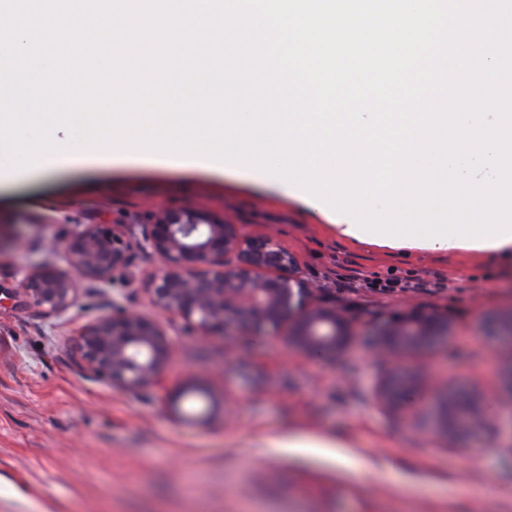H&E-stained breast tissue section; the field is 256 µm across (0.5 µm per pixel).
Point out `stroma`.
Returning a JSON list of instances; mask_svg holds the SVG:
<instances>
[{"instance_id": "obj_1", "label": "stroma", "mask_w": 512, "mask_h": 512, "mask_svg": "<svg viewBox=\"0 0 512 512\" xmlns=\"http://www.w3.org/2000/svg\"><path fill=\"white\" fill-rule=\"evenodd\" d=\"M54 205L29 208L32 194ZM224 212L250 234L274 232L302 278L356 325L422 303L455 325L448 345L422 361L436 374L486 392L500 387L496 348L479 321L512 310V268L469 254L388 255L336 238L307 206L256 177L166 173L116 164L98 176L64 170L0 193V512H512V435L482 427L463 453L421 435L377 407L366 337L338 359H312L272 333L231 338L189 333L159 313L175 349L171 386L193 379L211 397L189 396L175 418L163 393H127L74 362L79 325L114 306L150 309L146 278L157 259L143 230L164 208ZM93 224H115L131 243L124 279L87 281L62 319L38 317L10 298L21 271L66 267L57 242ZM414 274L422 287L350 288L349 276ZM444 278L445 289L434 282ZM301 430L343 438L344 466L327 449L307 460L287 445Z\"/></svg>"}]
</instances>
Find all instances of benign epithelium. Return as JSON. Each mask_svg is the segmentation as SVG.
Here are the masks:
<instances>
[{
    "label": "benign epithelium",
    "mask_w": 512,
    "mask_h": 512,
    "mask_svg": "<svg viewBox=\"0 0 512 512\" xmlns=\"http://www.w3.org/2000/svg\"><path fill=\"white\" fill-rule=\"evenodd\" d=\"M141 247L161 267L146 290L159 311L191 324L204 336L231 332L284 330L287 342L307 356H343L359 336L347 313L322 305L319 289L298 275L296 257L272 233L252 235L222 213L183 206L158 211L146 226ZM69 267L50 263L23 272L14 295L44 318L58 320L77 304L85 280L104 282L124 276L131 244L112 224H95L64 241ZM484 335L502 344L500 390L494 400L475 388L445 383L404 362L421 350L454 339V325L432 307L410 304L405 313L373 326L371 355L380 371L375 403L385 411H405L410 399L426 394L433 408L432 432L460 450L469 449L471 428L492 426L490 406L512 411V309L482 318ZM77 366L129 393L165 388L174 341L156 317L118 306L75 330ZM211 396L194 380L166 392L172 414L192 395Z\"/></svg>",
    "instance_id": "obj_1"
}]
</instances>
